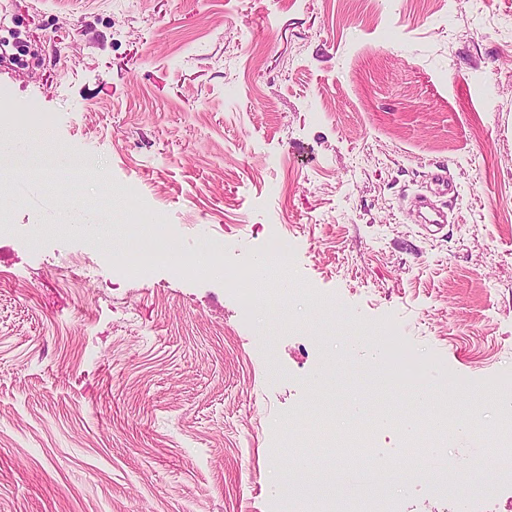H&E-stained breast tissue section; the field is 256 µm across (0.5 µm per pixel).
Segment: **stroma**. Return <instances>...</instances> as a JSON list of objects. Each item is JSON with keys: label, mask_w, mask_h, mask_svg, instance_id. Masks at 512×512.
I'll return each mask as SVG.
<instances>
[{"label": "stroma", "mask_w": 512, "mask_h": 512, "mask_svg": "<svg viewBox=\"0 0 512 512\" xmlns=\"http://www.w3.org/2000/svg\"><path fill=\"white\" fill-rule=\"evenodd\" d=\"M32 3L0 0V110L54 119L0 170V512H283L322 484L271 428L322 394L352 422L512 390V0ZM144 223L227 270L278 226L294 327L222 276H113ZM390 323L447 371L428 399L369 383ZM440 482L390 492L442 512Z\"/></svg>", "instance_id": "1"}]
</instances>
